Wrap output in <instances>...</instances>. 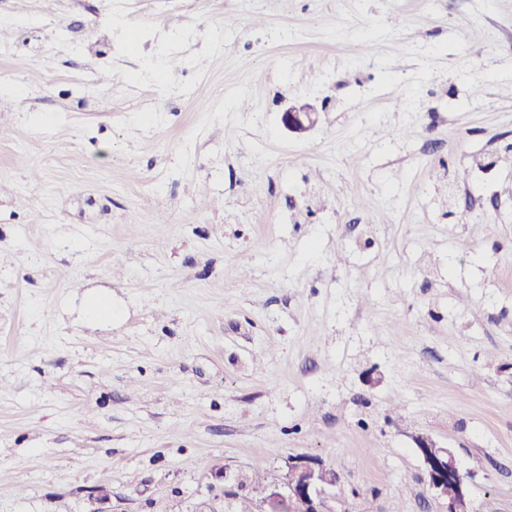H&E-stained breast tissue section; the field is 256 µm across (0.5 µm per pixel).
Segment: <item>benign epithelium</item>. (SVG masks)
<instances>
[{"label": "benign epithelium", "instance_id": "7a95c632", "mask_svg": "<svg viewBox=\"0 0 512 512\" xmlns=\"http://www.w3.org/2000/svg\"><path fill=\"white\" fill-rule=\"evenodd\" d=\"M319 118L314 105L302 103L286 108L281 115L283 127L293 133L313 129ZM422 459L429 490L446 501L445 512H473L470 489L460 472L451 449L438 446L424 435L414 436ZM338 476L323 461L310 455L288 458L284 486L266 485L257 503H249L252 512H329L326 506L327 490L336 486ZM453 495H448V485Z\"/></svg>", "mask_w": 512, "mask_h": 512}]
</instances>
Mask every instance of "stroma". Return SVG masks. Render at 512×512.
<instances>
[{
	"mask_svg": "<svg viewBox=\"0 0 512 512\" xmlns=\"http://www.w3.org/2000/svg\"><path fill=\"white\" fill-rule=\"evenodd\" d=\"M0 26V512H238L296 455L334 512H445L417 433L512 512V0ZM319 118L316 107L310 103L292 105L281 115V123L289 132L304 133L313 129Z\"/></svg>",
	"mask_w": 512,
	"mask_h": 512,
	"instance_id": "obj_1",
	"label": "stroma"
}]
</instances>
